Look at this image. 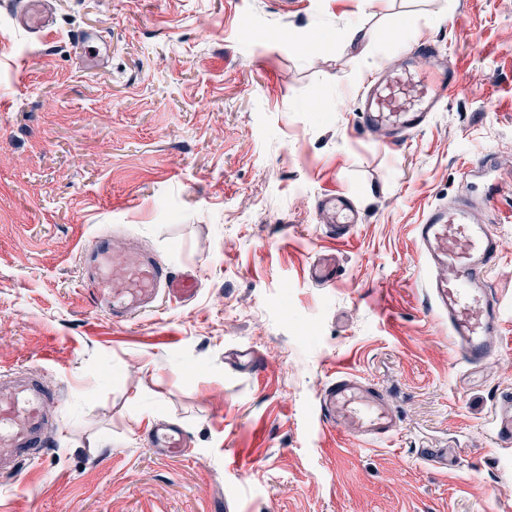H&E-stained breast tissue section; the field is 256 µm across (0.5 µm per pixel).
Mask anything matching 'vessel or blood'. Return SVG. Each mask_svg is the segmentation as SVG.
I'll use <instances>...</instances> for the list:
<instances>
[{"mask_svg": "<svg viewBox=\"0 0 512 512\" xmlns=\"http://www.w3.org/2000/svg\"><path fill=\"white\" fill-rule=\"evenodd\" d=\"M20 19L35 31L46 29L50 22L43 0H26ZM423 53L428 58V74H418L414 55H407L397 68L376 74L360 97L362 123L379 145L398 148L409 134L429 122L449 96L463 90L451 57L432 45L424 47ZM495 202L491 191L477 197L458 195L431 206L414 228L428 266L437 271L428 283L434 305L471 365L484 364L501 350L497 336L502 314L488 285L501 240L484 219ZM317 211L336 238L349 235L360 221L354 201L344 194L321 197ZM82 262V286L93 307L104 309L116 324L131 322L157 297L183 303L199 291L195 271H173L157 255L137 247L113 248L108 233L95 238L83 252ZM339 275L340 266L331 254L318 258L308 271L309 278L322 287L332 285ZM55 398V389L40 375L0 373L1 474H17L26 460L47 447L53 427L48 405ZM320 409L324 424L350 425L369 440L390 438L398 428L388 396L347 372L324 388ZM494 424L497 444L511 446L512 409L497 411ZM151 443L158 452L172 453L183 448L184 435L179 427L159 426Z\"/></svg>", "mask_w": 512, "mask_h": 512, "instance_id": "1", "label": "vessel or blood"}]
</instances>
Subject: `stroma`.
I'll list each match as a JSON object with an SVG mask.
<instances>
[{
  "label": "stroma",
  "instance_id": "obj_1",
  "mask_svg": "<svg viewBox=\"0 0 512 512\" xmlns=\"http://www.w3.org/2000/svg\"><path fill=\"white\" fill-rule=\"evenodd\" d=\"M47 9L37 36L0 0V372L43 374L63 403L47 453L0 476V512H512V446L491 433L512 396V0ZM402 22L408 39L340 46L351 26ZM83 31L101 39L97 68L73 43ZM426 43L456 60L464 92L380 147L358 97ZM490 187L503 350L470 366L430 306L413 228ZM332 191L363 218L343 240L315 209ZM107 230L195 267V299L124 325L92 308L81 251ZM323 252L342 267L333 288L308 278ZM246 349L256 373L229 359ZM340 372L387 394L391 438L324 429L319 395ZM162 422L183 429L179 456L152 447Z\"/></svg>",
  "mask_w": 512,
  "mask_h": 512
}]
</instances>
